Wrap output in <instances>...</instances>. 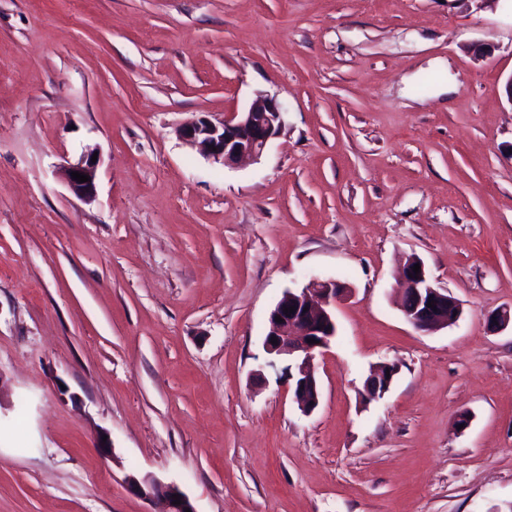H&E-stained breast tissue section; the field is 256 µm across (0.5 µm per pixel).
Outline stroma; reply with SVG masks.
I'll list each match as a JSON object with an SVG mask.
<instances>
[{"instance_id":"obj_1","label":"stroma","mask_w":512,"mask_h":512,"mask_svg":"<svg viewBox=\"0 0 512 512\" xmlns=\"http://www.w3.org/2000/svg\"><path fill=\"white\" fill-rule=\"evenodd\" d=\"M511 77L512 0H0V512H162L147 473L196 512H512ZM259 93V160L178 138ZM412 256L453 325L405 320ZM314 278L351 293L306 416L254 372ZM93 154L83 157L76 164L69 165L64 170L65 180L71 192L78 198L84 201H91L96 193V171L99 160L92 162ZM78 171L79 173L86 174L90 177V181L80 183L72 179L71 173ZM386 370H389V377H386ZM395 371L394 363H383L372 368L362 391L364 401L370 402L382 397L392 384ZM128 490L144 499H160L165 504L163 512H185L186 509L196 512L190 498L174 483H166L153 475L138 476L130 474L126 477ZM172 495H179L180 504H174L176 499Z\"/></svg>"}]
</instances>
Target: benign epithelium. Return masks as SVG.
I'll return each mask as SVG.
<instances>
[{
	"instance_id": "7a95c632",
	"label": "benign epithelium",
	"mask_w": 512,
	"mask_h": 512,
	"mask_svg": "<svg viewBox=\"0 0 512 512\" xmlns=\"http://www.w3.org/2000/svg\"><path fill=\"white\" fill-rule=\"evenodd\" d=\"M283 124L282 108L278 100L267 94H258L242 112H236L221 120L206 115L199 116L178 131L180 139L198 148L206 157L232 167L245 159H259L268 143L280 132ZM98 162L87 155L79 162L65 168L64 176L71 192L84 201H90L96 193V171ZM78 171L90 177L80 183L71 173ZM422 264L414 258L398 272V281L403 285L401 311L407 322L417 331L432 333L452 325L462 315V306L447 290L436 287L430 280L426 268H421L418 277L411 276L413 267ZM350 292L345 284L336 280L315 279L306 287L287 290L270 310L268 329L263 341L265 362L256 376L265 378L268 368H282L293 390L294 399L301 411L312 413L320 404L321 387L316 376L314 360L317 354L330 345L336 335V320L331 307ZM295 311H287L289 307ZM282 321H275V317ZM494 330L512 326V309L496 311L489 319ZM277 343H271V338ZM393 363H383L370 370L366 378L362 397L364 401L382 397L395 376ZM128 490L144 499H160L165 504L164 512H196L190 498L174 483H166L153 475L126 477ZM180 503H174V496Z\"/></svg>"
}]
</instances>
